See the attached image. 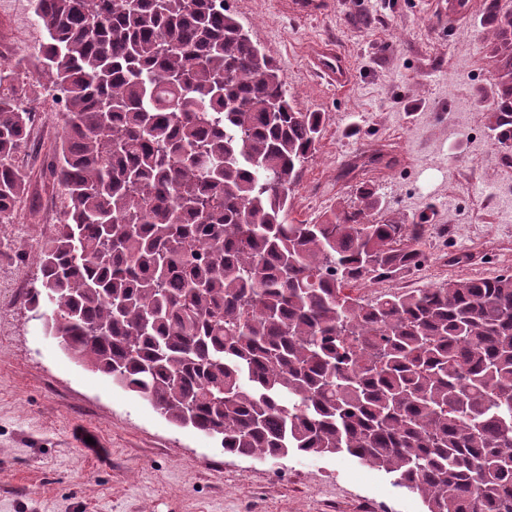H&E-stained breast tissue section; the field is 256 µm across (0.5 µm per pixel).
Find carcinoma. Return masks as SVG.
I'll return each mask as SVG.
<instances>
[{"label": "carcinoma", "mask_w": 512, "mask_h": 512, "mask_svg": "<svg viewBox=\"0 0 512 512\" xmlns=\"http://www.w3.org/2000/svg\"><path fill=\"white\" fill-rule=\"evenodd\" d=\"M0 61V224L45 89L62 209L28 293L45 333L225 453L348 454L425 512H512V274L352 292L419 266L424 224L356 202L288 221L324 129L227 0H30ZM489 128L512 163V4L487 3ZM28 1L15 0L11 10L0 14L1 50L8 56L24 54L28 47L34 45L41 38L40 31L32 21ZM19 32H26L28 39H20L17 35ZM4 45L7 48H4Z\"/></svg>", "instance_id": "cac0c4a2"}]
</instances>
